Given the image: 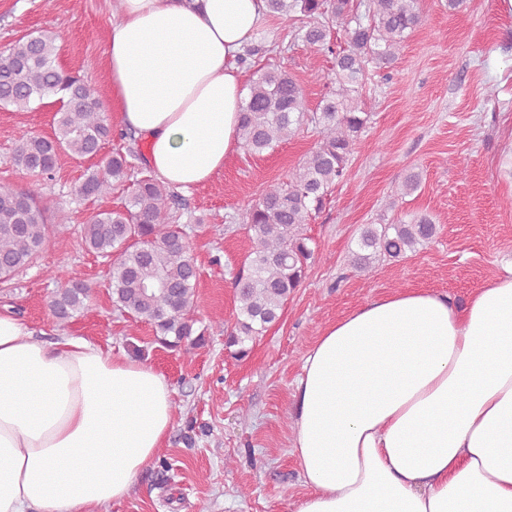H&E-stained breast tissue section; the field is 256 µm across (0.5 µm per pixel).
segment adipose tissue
Masks as SVG:
<instances>
[{
	"mask_svg": "<svg viewBox=\"0 0 512 512\" xmlns=\"http://www.w3.org/2000/svg\"><path fill=\"white\" fill-rule=\"evenodd\" d=\"M107 66L144 163L185 190L237 151L233 64L265 0H114ZM296 512H512V261L465 307L396 291L327 324L294 382ZM174 418L152 367L0 312V512L126 499Z\"/></svg>",
	"mask_w": 512,
	"mask_h": 512,
	"instance_id": "ef3b65f1",
	"label": "adipose tissue"
}]
</instances>
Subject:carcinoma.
Wrapping results in <instances>:
<instances>
[{
    "mask_svg": "<svg viewBox=\"0 0 512 512\" xmlns=\"http://www.w3.org/2000/svg\"><path fill=\"white\" fill-rule=\"evenodd\" d=\"M270 17L300 14L291 43L300 42L315 55L331 56V75H314L334 84L317 106L308 107L303 87L279 65L252 73L240 112L239 138L250 155L275 151L297 130L309 127L317 147L286 180L269 185L242 215L252 248L232 275L237 319L230 329L224 320V347L237 358L249 354L248 344L282 316L301 287L315 259L316 243L305 224L326 207L342 182L360 136L371 120L361 105L369 65L382 69L401 54L410 34L421 25L419 0H266ZM336 34L339 40L331 39ZM58 34L42 29L26 34L0 53V107L17 112L56 97L50 137L22 139L10 163L33 178L24 189L0 186V282L29 266L50 236L51 207L39 182L50 180L60 153L80 159L97 157L112 137V126L90 85L57 63ZM134 148L117 152L91 170L77 193L99 201L118 183H129L127 204L99 209L82 225L85 248L110 261L112 302L123 315L151 328L154 340L186 353L205 343L206 330L195 329L194 298L198 268L191 257L187 233L179 224V196L151 175H139ZM420 175L411 172L395 188L400 197L414 193ZM437 226L427 215L396 224H368L360 232L351 265L364 274L382 259L404 258L432 243ZM57 285L50 308L63 322L82 312L89 289L69 266L54 274Z\"/></svg>",
    "mask_w": 512,
    "mask_h": 512,
    "instance_id": "cac0c4a2",
    "label": "carcinoma"
}]
</instances>
